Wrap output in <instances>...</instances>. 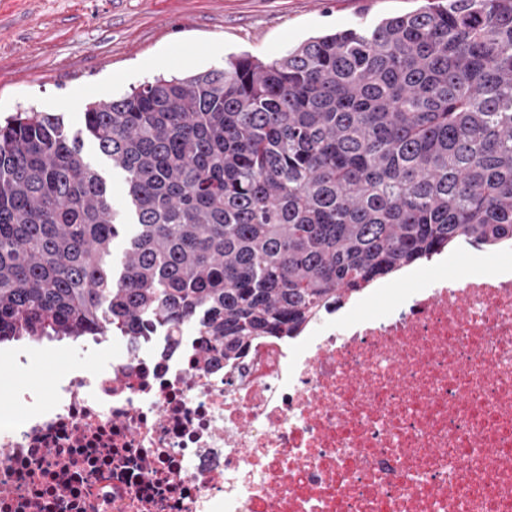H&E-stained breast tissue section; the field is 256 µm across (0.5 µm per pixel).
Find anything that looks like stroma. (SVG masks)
<instances>
[{
  "mask_svg": "<svg viewBox=\"0 0 512 512\" xmlns=\"http://www.w3.org/2000/svg\"><path fill=\"white\" fill-rule=\"evenodd\" d=\"M422 0H0V119L35 106L82 126L86 105L158 75L219 67L227 55L263 60L306 38L372 27ZM26 368L0 344V411L14 391L49 385L78 348L30 344Z\"/></svg>",
  "mask_w": 512,
  "mask_h": 512,
  "instance_id": "stroma-1",
  "label": "stroma"
}]
</instances>
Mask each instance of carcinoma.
<instances>
[{
  "mask_svg": "<svg viewBox=\"0 0 512 512\" xmlns=\"http://www.w3.org/2000/svg\"><path fill=\"white\" fill-rule=\"evenodd\" d=\"M509 241L512 0L160 75L75 132L33 106L0 123V343L195 324L235 358L452 243ZM85 153L87 159L106 179L115 204L118 207H122L125 197V187L121 176L116 171H112V164L101 156L90 142L85 143Z\"/></svg>",
  "mask_w": 512,
  "mask_h": 512,
  "instance_id": "carcinoma-1",
  "label": "carcinoma"
}]
</instances>
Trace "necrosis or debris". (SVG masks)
I'll return each instance as SVG.
<instances>
[{
	"mask_svg": "<svg viewBox=\"0 0 512 512\" xmlns=\"http://www.w3.org/2000/svg\"><path fill=\"white\" fill-rule=\"evenodd\" d=\"M112 340L0 416V512H512V276L458 269L202 364Z\"/></svg>",
	"mask_w": 512,
	"mask_h": 512,
	"instance_id": "necrosis-or-debris-1",
	"label": "necrosis or debris"
}]
</instances>
